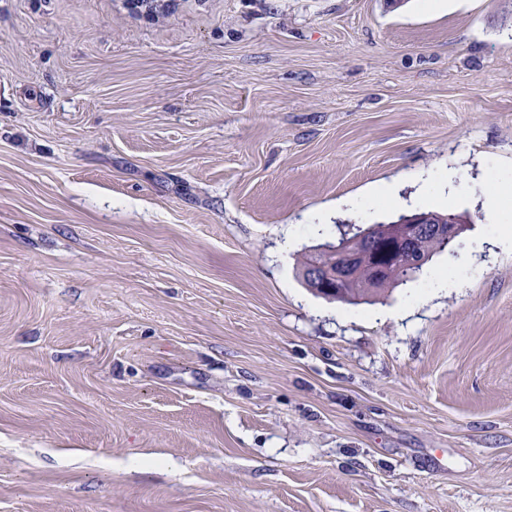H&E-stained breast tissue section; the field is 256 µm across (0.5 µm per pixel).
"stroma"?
<instances>
[{
  "label": "stroma",
  "mask_w": 512,
  "mask_h": 512,
  "mask_svg": "<svg viewBox=\"0 0 512 512\" xmlns=\"http://www.w3.org/2000/svg\"><path fill=\"white\" fill-rule=\"evenodd\" d=\"M493 163L512 0H0V512H512ZM440 168L462 288L306 287Z\"/></svg>",
  "instance_id": "stroma-1"
}]
</instances>
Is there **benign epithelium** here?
Listing matches in <instances>:
<instances>
[{"mask_svg": "<svg viewBox=\"0 0 512 512\" xmlns=\"http://www.w3.org/2000/svg\"><path fill=\"white\" fill-rule=\"evenodd\" d=\"M464 225L459 220L439 219L432 214L420 212L405 215L388 224L357 227L354 237L343 235L335 242L311 250L305 273L318 296L334 301L346 285L361 276L359 256L363 252L371 255V267L367 277L377 284H386L390 270L397 269L408 275L418 270L425 259L412 252L415 240L429 233L443 241L457 239L463 232ZM321 254H335L342 258V263L335 270L323 266L317 261Z\"/></svg>", "mask_w": 512, "mask_h": 512, "instance_id": "1", "label": "benign epithelium"}]
</instances>
